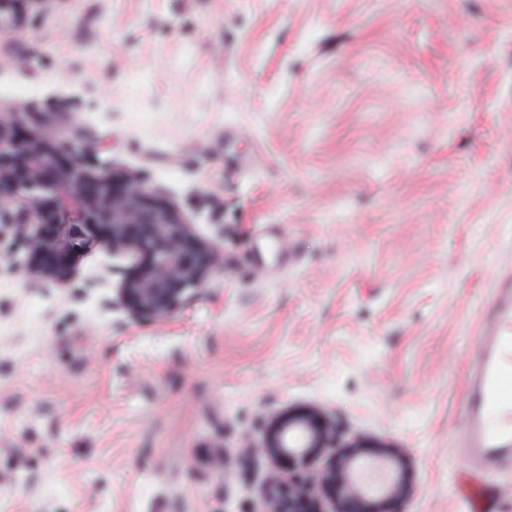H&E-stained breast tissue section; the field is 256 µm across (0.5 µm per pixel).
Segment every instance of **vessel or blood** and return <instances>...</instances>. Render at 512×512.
<instances>
[{"label": "vessel or blood", "instance_id": "b4317fda", "mask_svg": "<svg viewBox=\"0 0 512 512\" xmlns=\"http://www.w3.org/2000/svg\"><path fill=\"white\" fill-rule=\"evenodd\" d=\"M466 395V455L455 484L474 505L483 497L481 476L512 459V279L496 286L469 356Z\"/></svg>", "mask_w": 512, "mask_h": 512}]
</instances>
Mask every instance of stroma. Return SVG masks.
<instances>
[{
  "label": "stroma",
  "mask_w": 512,
  "mask_h": 512,
  "mask_svg": "<svg viewBox=\"0 0 512 512\" xmlns=\"http://www.w3.org/2000/svg\"><path fill=\"white\" fill-rule=\"evenodd\" d=\"M0 113L141 175L223 270L162 321L0 261V512H263L284 409L454 474L468 355L512 277V0H52ZM480 512H512V464Z\"/></svg>",
  "instance_id": "stroma-1"
}]
</instances>
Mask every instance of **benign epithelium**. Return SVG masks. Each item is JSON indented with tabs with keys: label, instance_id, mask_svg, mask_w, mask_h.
<instances>
[{
	"label": "benign epithelium",
	"instance_id": "7a95c632",
	"mask_svg": "<svg viewBox=\"0 0 512 512\" xmlns=\"http://www.w3.org/2000/svg\"><path fill=\"white\" fill-rule=\"evenodd\" d=\"M51 0H0V32L22 28ZM0 227L28 260L36 280L67 287L86 252L102 249L128 255L118 296L139 320L170 317L185 298L219 267L221 248L195 236L170 206L154 200L146 186L124 174L89 172L65 146L50 143L0 115ZM255 451L288 478L265 497V512H369L381 498L405 512L410 486L403 479L409 460L386 443L364 438L342 442L319 408L283 410L266 417ZM331 456L318 483L308 464Z\"/></svg>",
	"mask_w": 512,
	"mask_h": 512
}]
</instances>
